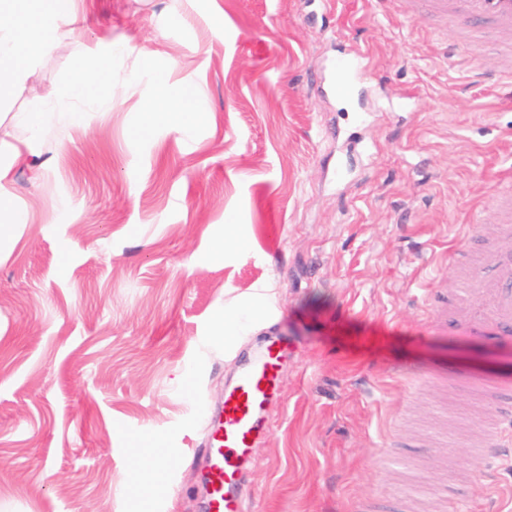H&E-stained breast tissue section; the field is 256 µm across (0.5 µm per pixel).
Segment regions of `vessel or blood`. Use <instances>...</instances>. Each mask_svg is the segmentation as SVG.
<instances>
[{
    "mask_svg": "<svg viewBox=\"0 0 512 512\" xmlns=\"http://www.w3.org/2000/svg\"><path fill=\"white\" fill-rule=\"evenodd\" d=\"M404 12L453 28L465 42L494 34L493 48L501 58L502 70L512 76V0H405ZM362 66V54L339 56L330 93L339 98L350 95L352 86L345 76ZM492 207L497 246L451 251L460 274L451 287L431 290L425 329H449L456 335L511 350L512 187L500 191ZM287 349L284 337L262 346L225 388L221 412L204 425L207 512H246V504L237 493L240 465L266 429V410L277 392L278 372ZM477 384L497 410L496 418L480 427V467L489 476L502 465L512 466V380L482 377Z\"/></svg>",
    "mask_w": 512,
    "mask_h": 512,
    "instance_id": "b4317fda",
    "label": "vessel or blood"
}]
</instances>
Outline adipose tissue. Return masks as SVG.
<instances>
[{"label":"adipose tissue","mask_w":512,"mask_h":512,"mask_svg":"<svg viewBox=\"0 0 512 512\" xmlns=\"http://www.w3.org/2000/svg\"><path fill=\"white\" fill-rule=\"evenodd\" d=\"M0 0V100L11 97L30 75V68L50 58L58 22L74 17L78 0Z\"/></svg>","instance_id":"adipose-tissue-1"}]
</instances>
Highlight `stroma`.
<instances>
[{
	"mask_svg": "<svg viewBox=\"0 0 512 512\" xmlns=\"http://www.w3.org/2000/svg\"><path fill=\"white\" fill-rule=\"evenodd\" d=\"M344 50L375 77L326 97ZM97 51L95 100L61 101ZM500 66L403 0H78L0 104V154L32 142L40 162L14 168L26 221L0 234V512H206L201 421L268 336L291 344L243 469L256 512H512V472L468 464L492 407L431 377L488 367L423 327L462 225L494 237ZM160 79L204 122L148 114ZM34 106L32 131L15 117ZM237 310L239 343L214 341Z\"/></svg>",
	"mask_w": 512,
	"mask_h": 512,
	"instance_id": "obj_1",
	"label": "stroma"
}]
</instances>
